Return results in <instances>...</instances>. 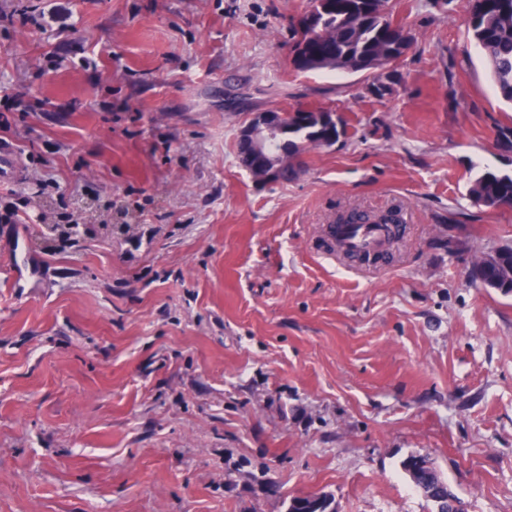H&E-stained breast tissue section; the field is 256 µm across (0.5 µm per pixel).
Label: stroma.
Segmentation results:
<instances>
[{
    "label": "stroma",
    "mask_w": 512,
    "mask_h": 512,
    "mask_svg": "<svg viewBox=\"0 0 512 512\" xmlns=\"http://www.w3.org/2000/svg\"><path fill=\"white\" fill-rule=\"evenodd\" d=\"M307 6L0 0L43 16L0 23V512H431L412 453L512 512V295L471 276L512 209L468 195L512 173V105L468 0H388L413 44L372 76L293 67ZM300 106L345 135L253 181L240 126ZM389 209L386 262L329 251L338 214ZM64 219L83 235L44 241ZM17 152L12 145L0 142V180L12 181L16 178ZM416 457H424L427 462H429L433 467H435L433 462H431L427 457L419 455V454L418 455L410 454V455L406 456L401 461V463H400L401 468L405 472V474L409 477V479L412 482V484L414 485V487L426 498V500L428 502L432 503V505L435 509L432 512H452V511L464 512L461 508H457L456 506L449 507L448 510H442V509L440 510V503L430 493V490H431L430 481L420 479V478L416 477V475L411 473L409 464H410V461L415 459ZM287 512H336L332 498L326 494L292 497Z\"/></svg>",
    "instance_id": "1"
}]
</instances>
